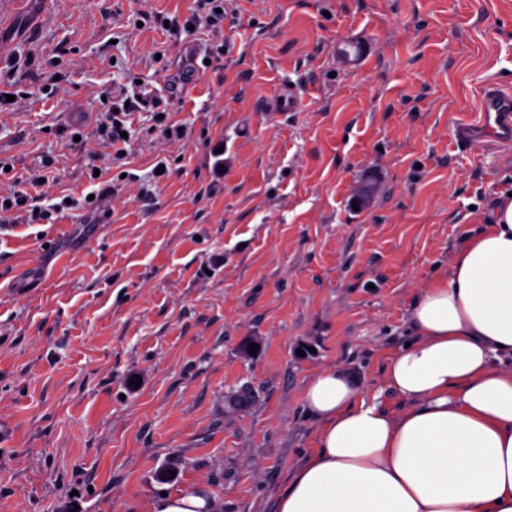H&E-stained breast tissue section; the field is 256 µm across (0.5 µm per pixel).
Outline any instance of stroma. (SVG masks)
Here are the masks:
<instances>
[{
  "label": "stroma",
  "mask_w": 512,
  "mask_h": 512,
  "mask_svg": "<svg viewBox=\"0 0 512 512\" xmlns=\"http://www.w3.org/2000/svg\"><path fill=\"white\" fill-rule=\"evenodd\" d=\"M12 2L0 92L26 97L0 108V202L53 215L0 222V512H147L200 487L274 512L316 449L310 381L339 366L401 412L384 373L420 286L512 192V154L451 137L486 86L512 89V0H226L192 34L134 22L194 0ZM139 79L155 100L119 158L92 133L100 94Z\"/></svg>",
  "instance_id": "35a3bbf8"
}]
</instances>
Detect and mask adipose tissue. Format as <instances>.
I'll list each match as a JSON object with an SVG mask.
<instances>
[{"label":"adipose tissue","instance_id":"obj_1","mask_svg":"<svg viewBox=\"0 0 512 512\" xmlns=\"http://www.w3.org/2000/svg\"><path fill=\"white\" fill-rule=\"evenodd\" d=\"M411 322L417 341L385 369L401 414L339 367L309 383L318 447L276 512H512V196L420 288Z\"/></svg>","mask_w":512,"mask_h":512}]
</instances>
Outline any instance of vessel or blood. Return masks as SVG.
Returning <instances> with one entry per match:
<instances>
[{"label":"vessel or blood","instance_id":"vessel-or-blood-1","mask_svg":"<svg viewBox=\"0 0 512 512\" xmlns=\"http://www.w3.org/2000/svg\"><path fill=\"white\" fill-rule=\"evenodd\" d=\"M458 143L472 146L486 144L508 150L512 148V91L487 87L482 94L481 112L476 122L457 126Z\"/></svg>","mask_w":512,"mask_h":512}]
</instances>
